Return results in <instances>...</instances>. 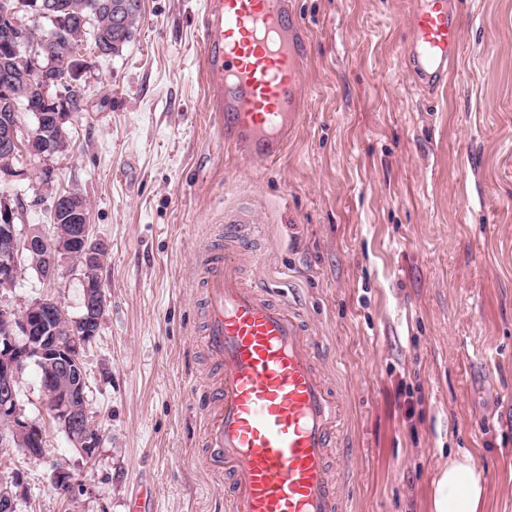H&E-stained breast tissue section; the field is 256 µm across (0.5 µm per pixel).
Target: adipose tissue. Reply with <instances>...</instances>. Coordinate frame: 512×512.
Wrapping results in <instances>:
<instances>
[{"mask_svg": "<svg viewBox=\"0 0 512 512\" xmlns=\"http://www.w3.org/2000/svg\"><path fill=\"white\" fill-rule=\"evenodd\" d=\"M432 486V512H483L487 479L472 454H449L447 462L439 466Z\"/></svg>", "mask_w": 512, "mask_h": 512, "instance_id": "obj_1", "label": "adipose tissue"}]
</instances>
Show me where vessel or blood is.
Listing matches in <instances>:
<instances>
[{
    "instance_id": "1",
    "label": "vessel or blood",
    "mask_w": 512,
    "mask_h": 512,
    "mask_svg": "<svg viewBox=\"0 0 512 512\" xmlns=\"http://www.w3.org/2000/svg\"><path fill=\"white\" fill-rule=\"evenodd\" d=\"M462 0H414L406 53L439 89L461 40ZM208 105L224 141L255 164L285 151L304 109L305 29L292 0H206ZM262 227L250 211L195 263L205 381L202 461L227 481V512H342L329 469L341 415L305 310L249 285L244 259Z\"/></svg>"
}]
</instances>
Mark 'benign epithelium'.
<instances>
[{
  "label": "benign epithelium",
  "instance_id": "1",
  "mask_svg": "<svg viewBox=\"0 0 512 512\" xmlns=\"http://www.w3.org/2000/svg\"><path fill=\"white\" fill-rule=\"evenodd\" d=\"M36 29L35 25L23 24L18 10L12 9L0 15V44L17 51L30 44ZM51 43V39L42 38L47 64L39 63L36 52L29 66L38 76L36 92L41 103L53 111L35 108L31 126L25 127L17 121L0 134V174L25 175V170L16 169L13 163L14 158L21 155L43 173L45 186L54 182L55 170L50 164L54 152L45 143L44 127L50 123L54 131L62 134L66 113L81 109V94L75 84L68 85V95L53 93V89L66 80L61 78ZM60 212L73 219L65 232L49 235L40 227L21 231L15 224L17 208L0 198V237L6 242L0 250V286L12 287L19 273L18 257L23 250L27 252L29 267L43 281L54 279L59 261L71 258L75 251L84 269L83 314L79 318L67 319L61 306L48 297L33 300L18 316L8 310L0 313V445L19 444L27 456L35 459L43 457L44 448L39 446L36 426L22 418L16 391L19 375L31 362L54 368L59 389L44 397L45 405L74 447L90 456L100 444V434L87 416L80 349L97 335L100 327L104 303L101 285L93 273L101 263L102 251L90 238V225L78 191L68 189L55 194L52 213ZM57 319L68 324L62 335L50 328ZM24 496L19 476L12 477L8 483L0 480V512H17L18 501Z\"/></svg>",
  "mask_w": 512,
  "mask_h": 512
}]
</instances>
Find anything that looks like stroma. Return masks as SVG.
<instances>
[{
  "label": "stroma",
  "instance_id": "stroma-1",
  "mask_svg": "<svg viewBox=\"0 0 512 512\" xmlns=\"http://www.w3.org/2000/svg\"><path fill=\"white\" fill-rule=\"evenodd\" d=\"M206 0H141L121 52L81 58V111L56 180L0 176L17 224L51 231L56 191L89 204L104 311L80 351L92 457L73 447L29 364L18 405L45 454L0 450L18 512H225L201 463L195 257L228 209L263 226L246 277L283 289L323 343L341 407L331 456L347 512H430L449 453L485 469V512H512V0H463L459 54L428 92L402 52L412 0H295L308 30L305 108L283 156L250 165L206 107ZM84 271L23 268L0 307L82 313ZM71 475L70 492L54 482Z\"/></svg>",
  "mask_w": 512,
  "mask_h": 512
}]
</instances>
